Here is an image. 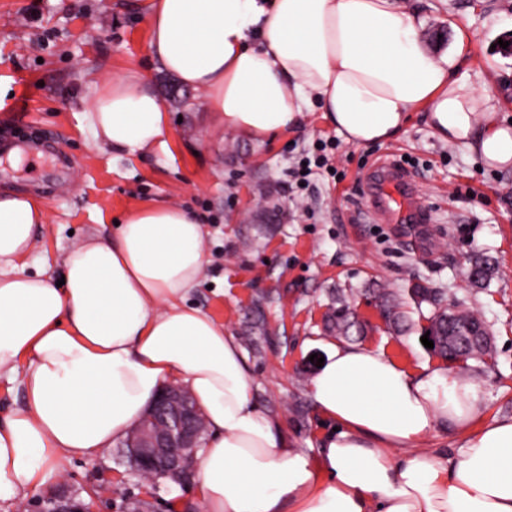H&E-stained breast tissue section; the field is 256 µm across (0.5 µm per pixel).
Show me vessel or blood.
<instances>
[{
  "mask_svg": "<svg viewBox=\"0 0 512 512\" xmlns=\"http://www.w3.org/2000/svg\"><path fill=\"white\" fill-rule=\"evenodd\" d=\"M379 188L368 210L372 218L390 224H415L423 221L425 213L412 191V181L405 171L390 165L376 171Z\"/></svg>",
  "mask_w": 512,
  "mask_h": 512,
  "instance_id": "obj_1",
  "label": "vessel or blood"
}]
</instances>
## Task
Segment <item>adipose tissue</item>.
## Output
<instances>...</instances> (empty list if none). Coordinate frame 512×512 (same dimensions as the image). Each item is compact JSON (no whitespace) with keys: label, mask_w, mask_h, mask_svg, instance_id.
<instances>
[{"label":"adipose tissue","mask_w":512,"mask_h":512,"mask_svg":"<svg viewBox=\"0 0 512 512\" xmlns=\"http://www.w3.org/2000/svg\"><path fill=\"white\" fill-rule=\"evenodd\" d=\"M151 68L204 95L217 126L253 141L320 112L354 147L396 138L421 110L433 134L487 166L512 168V122L460 67L436 56L402 0H141ZM101 148L165 147L164 99L140 70L95 83L86 110ZM48 213L0 191V376L25 403L0 425V503L43 485L51 462L94 460L124 442L165 383L185 386L207 438L195 490L203 512H512V418L481 424L472 379L413 373L382 348L330 345L309 388L335 423L310 458L254 401L222 325L186 302L205 267L201 223L180 206L137 207L114 234L71 246L64 284L26 274ZM445 423L455 454L418 450Z\"/></svg>","instance_id":"ef3b65f1"}]
</instances>
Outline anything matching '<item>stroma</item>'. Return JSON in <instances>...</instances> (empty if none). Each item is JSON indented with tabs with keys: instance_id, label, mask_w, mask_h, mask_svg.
<instances>
[{
	"instance_id": "stroma-1",
	"label": "stroma",
	"mask_w": 512,
	"mask_h": 512,
	"mask_svg": "<svg viewBox=\"0 0 512 512\" xmlns=\"http://www.w3.org/2000/svg\"><path fill=\"white\" fill-rule=\"evenodd\" d=\"M418 10L420 37L435 55L453 51L458 34L469 40L465 69L478 89L512 119V54L496 44L512 34V0H405ZM149 35L126 0H0V190L30 191L49 211L36 229L37 247L27 274L61 276L63 254L75 242L114 232L135 207L167 200L197 215L205 233L207 263L190 305L215 320L236 341L254 400L281 421L292 447L316 456L322 433L309 393L315 368L333 339L325 330L333 290L347 294L367 327L360 342L384 347L410 371L440 364L421 342L426 325L406 305L413 330L390 333L372 291L407 293L419 283L440 291L485 321L493 353L484 363L459 362L456 374L475 377L488 409L484 422L512 416V168L481 165L476 155L433 135L423 111L411 113L393 141L364 147L338 138L320 113L261 143L225 131L215 136L201 93L148 67ZM138 68L162 96L172 120L168 150L136 157L96 150L83 119L92 83ZM36 158L12 157L4 133L18 118ZM335 140L330 168L295 188L289 171L322 140ZM72 167L57 172L56 154ZM391 163L412 178L428 214L425 224H381L367 212L377 165ZM250 241L242 250V241ZM491 260L486 287L466 277L473 257ZM262 322L264 335L247 339ZM117 449L98 460H58L45 486L31 490L6 512H32L49 492L93 493L97 512H119L142 484L128 477Z\"/></svg>"
}]
</instances>
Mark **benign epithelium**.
I'll use <instances>...</instances> for the list:
<instances>
[{
  "label": "benign epithelium",
  "mask_w": 512,
  "mask_h": 512,
  "mask_svg": "<svg viewBox=\"0 0 512 512\" xmlns=\"http://www.w3.org/2000/svg\"><path fill=\"white\" fill-rule=\"evenodd\" d=\"M201 434V417L191 395L180 387H164L123 446L127 474L140 479L147 474L176 475L189 481L195 473ZM36 508L37 512H94V504L56 493L41 497Z\"/></svg>",
  "instance_id": "1"
}]
</instances>
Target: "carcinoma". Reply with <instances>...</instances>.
Segmentation results:
<instances>
[{
	"label": "carcinoma",
	"instance_id": "carcinoma-1",
	"mask_svg": "<svg viewBox=\"0 0 512 512\" xmlns=\"http://www.w3.org/2000/svg\"><path fill=\"white\" fill-rule=\"evenodd\" d=\"M494 267L487 258H476L471 261L469 271L471 281L477 285H485L491 279ZM411 299L417 312H422V304L431 307L427 317L428 326L424 331L434 336V350L444 359H473L481 361L491 353V339L484 322L473 313L454 306L450 309L444 304L443 297L419 284L409 289ZM383 314L389 325L397 332H408L412 329L410 320L400 311V295L387 288H379L376 292ZM326 329L338 336L349 337L352 333H363L364 327L358 320L353 306L341 295H336V306L326 319Z\"/></svg>",
	"mask_w": 512,
	"mask_h": 512
}]
</instances>
